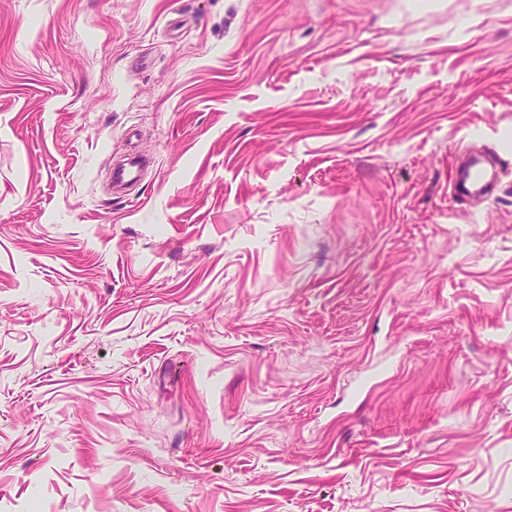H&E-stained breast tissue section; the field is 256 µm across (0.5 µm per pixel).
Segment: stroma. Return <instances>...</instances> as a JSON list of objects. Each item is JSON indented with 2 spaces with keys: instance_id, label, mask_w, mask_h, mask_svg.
Here are the masks:
<instances>
[{
  "instance_id": "stroma-1",
  "label": "stroma",
  "mask_w": 512,
  "mask_h": 512,
  "mask_svg": "<svg viewBox=\"0 0 512 512\" xmlns=\"http://www.w3.org/2000/svg\"><path fill=\"white\" fill-rule=\"evenodd\" d=\"M415 2L0 0V512H512V0ZM490 177L488 163L482 156L470 154L458 163L452 181L451 194L456 201L465 197H483L488 193ZM145 161L137 156L126 158L112 166V187L122 189L126 185L137 184L142 179Z\"/></svg>"
}]
</instances>
